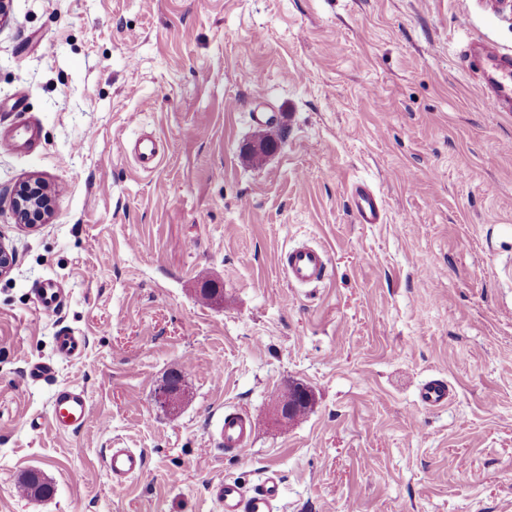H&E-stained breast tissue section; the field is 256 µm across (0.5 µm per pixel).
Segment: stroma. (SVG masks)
<instances>
[{
	"mask_svg": "<svg viewBox=\"0 0 512 512\" xmlns=\"http://www.w3.org/2000/svg\"><path fill=\"white\" fill-rule=\"evenodd\" d=\"M512 56L499 0H11L0 19V512H213L211 482L281 477L274 512H512V112L472 42ZM143 131L162 159L142 170ZM277 148L254 163L265 135ZM42 180L45 223L12 199ZM382 198L358 224L352 188ZM322 245L289 284L277 257ZM64 289L55 314L36 290ZM221 294L203 300L201 288ZM83 333L58 356L60 328ZM52 376L31 383L28 362ZM182 375L177 409L157 401ZM443 381L447 405L424 408ZM82 387L91 418L57 432ZM303 386L306 414L271 417ZM254 416L248 447L213 430ZM42 421L31 430L30 418ZM144 472L113 488L107 449ZM40 471L53 493L23 495ZM38 134L31 125L15 126L12 133L6 138L7 143L16 150L25 151L31 149L37 142ZM288 282L293 286L321 283L328 274L330 259L320 245L299 243L282 252L279 258ZM56 351L63 359L73 361L83 356L87 338L71 328H61L55 336ZM420 402L426 408L440 407L448 403V387L443 382H429L420 393ZM91 417V407L85 390L79 386L63 385L52 399V423L58 431H76Z\"/></svg>",
	"mask_w": 512,
	"mask_h": 512,
	"instance_id": "stroma-1",
	"label": "stroma"
}]
</instances>
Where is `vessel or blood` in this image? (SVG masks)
I'll return each instance as SVG.
<instances>
[{"label":"vessel or blood","instance_id":"vessel-or-blood-1","mask_svg":"<svg viewBox=\"0 0 512 512\" xmlns=\"http://www.w3.org/2000/svg\"><path fill=\"white\" fill-rule=\"evenodd\" d=\"M471 54L482 60L487 74L488 91L485 103L495 112L512 109V59L503 56L498 47L484 42L474 46ZM38 139L33 126H15L7 142L14 149H31ZM132 153L140 168L154 169L161 158L155 136L145 134L135 140ZM354 218L359 224H380L384 221L381 197L369 188L358 185L352 190ZM279 262L291 285L312 286L321 283L328 274L330 259L320 245L297 244L282 252ZM40 308L57 312L64 303L62 289L54 281H47L36 290ZM56 351L63 359L73 361L83 356L87 338L71 328H61L55 338ZM424 407H440L448 402V387L442 382H430L420 393ZM91 417V407L83 388L73 385L59 387L52 399V423L58 431L81 429ZM221 444L225 448L244 450L252 435L250 417L239 411L225 412L218 428ZM145 467L141 453L130 448H114L104 459V468L113 483L121 485L138 475ZM209 495L219 512H273L274 502L280 491V479L268 474L262 484L253 490H245L237 481L222 479L211 483Z\"/></svg>","mask_w":512,"mask_h":512}]
</instances>
